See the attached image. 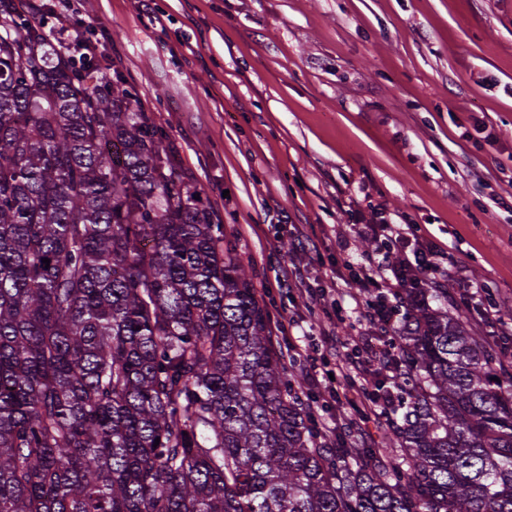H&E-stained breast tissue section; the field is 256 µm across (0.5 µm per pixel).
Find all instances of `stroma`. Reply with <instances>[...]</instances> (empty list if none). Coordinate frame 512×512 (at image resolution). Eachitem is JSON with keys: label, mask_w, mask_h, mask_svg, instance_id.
<instances>
[{"label": "stroma", "mask_w": 512, "mask_h": 512, "mask_svg": "<svg viewBox=\"0 0 512 512\" xmlns=\"http://www.w3.org/2000/svg\"><path fill=\"white\" fill-rule=\"evenodd\" d=\"M43 3L164 130L277 326L312 348L367 332L348 266L375 257L357 227L378 208L443 252L449 295L485 287L481 335L512 318V0H156L158 23L137 0ZM295 266L305 289L280 287Z\"/></svg>", "instance_id": "1"}]
</instances>
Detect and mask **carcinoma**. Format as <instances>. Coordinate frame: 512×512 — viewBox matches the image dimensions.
<instances>
[{
    "instance_id": "carcinoma-1",
    "label": "carcinoma",
    "mask_w": 512,
    "mask_h": 512,
    "mask_svg": "<svg viewBox=\"0 0 512 512\" xmlns=\"http://www.w3.org/2000/svg\"><path fill=\"white\" fill-rule=\"evenodd\" d=\"M84 46L0 12V512H512L507 337L409 275L377 384L399 453H336L224 225Z\"/></svg>"
}]
</instances>
